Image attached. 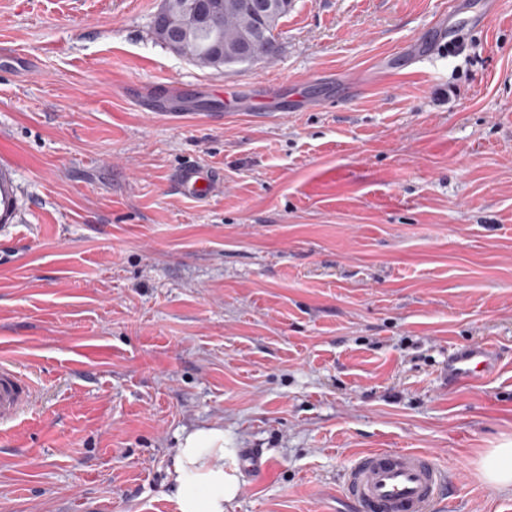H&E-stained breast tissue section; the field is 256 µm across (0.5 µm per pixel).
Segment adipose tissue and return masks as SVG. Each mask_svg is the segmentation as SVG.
Wrapping results in <instances>:
<instances>
[{
  "label": "adipose tissue",
  "mask_w": 512,
  "mask_h": 512,
  "mask_svg": "<svg viewBox=\"0 0 512 512\" xmlns=\"http://www.w3.org/2000/svg\"><path fill=\"white\" fill-rule=\"evenodd\" d=\"M224 432L198 430L186 436L170 473L177 512H225L238 493L234 475L224 470ZM480 472L494 490L512 491V448H492Z\"/></svg>",
  "instance_id": "adipose-tissue-1"
}]
</instances>
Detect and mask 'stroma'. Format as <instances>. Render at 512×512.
Instances as JSON below:
<instances>
[{"mask_svg":"<svg viewBox=\"0 0 512 512\" xmlns=\"http://www.w3.org/2000/svg\"><path fill=\"white\" fill-rule=\"evenodd\" d=\"M294 0L278 52L216 72L158 42L162 0H0V512H176L186 436L268 470L227 512H354L343 474L408 448L452 512L512 443V0ZM197 90L174 119L142 93ZM277 86L268 111L258 95ZM197 164L224 188L181 196ZM497 373L448 380L458 348ZM14 183L11 171L0 165V223L5 225L12 221L15 213ZM499 357L487 343L458 349L448 358V380L452 383H473L492 377ZM34 388L9 366L0 367V423L15 420L32 402Z\"/></svg>","mask_w":512,"mask_h":512,"instance_id":"1","label":"stroma"}]
</instances>
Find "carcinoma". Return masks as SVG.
Instances as JSON below:
<instances>
[{"instance_id":"1","label":"carcinoma","mask_w":512,"mask_h":512,"mask_svg":"<svg viewBox=\"0 0 512 512\" xmlns=\"http://www.w3.org/2000/svg\"><path fill=\"white\" fill-rule=\"evenodd\" d=\"M250 0H215L197 12L191 0H168L167 24L153 25L156 39L202 68L221 71L253 63L277 51L275 31L293 0H277L264 11Z\"/></svg>"}]
</instances>
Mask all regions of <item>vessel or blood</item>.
<instances>
[{
	"instance_id": "vessel-or-blood-1",
	"label": "vessel or blood",
	"mask_w": 512,
	"mask_h": 512,
	"mask_svg": "<svg viewBox=\"0 0 512 512\" xmlns=\"http://www.w3.org/2000/svg\"><path fill=\"white\" fill-rule=\"evenodd\" d=\"M181 87H169L165 96L148 95L146 111L175 112ZM176 187L185 197L203 200L223 188L211 169L190 164L176 176ZM15 213L11 171L0 165V223L11 222ZM499 357L489 344L458 349L448 359V380L473 383L492 377ZM34 389L23 375L0 367V423L15 420L32 402ZM453 475L432 454L411 449L379 448L361 455L343 477V490L356 512H432L450 488Z\"/></svg>"
}]
</instances>
